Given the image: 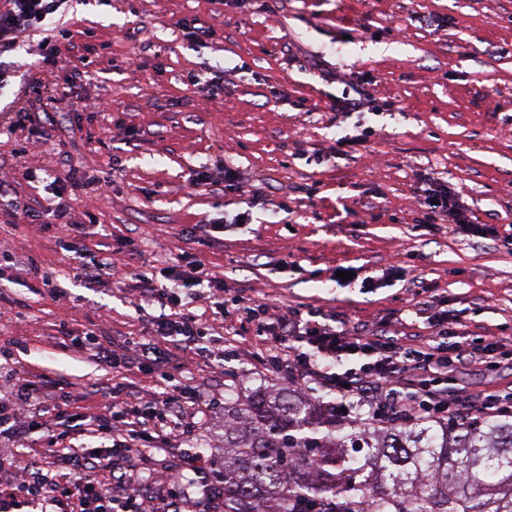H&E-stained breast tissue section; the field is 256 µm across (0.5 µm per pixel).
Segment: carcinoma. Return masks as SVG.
I'll return each instance as SVG.
<instances>
[{"label":"carcinoma","instance_id":"1","mask_svg":"<svg viewBox=\"0 0 512 512\" xmlns=\"http://www.w3.org/2000/svg\"><path fill=\"white\" fill-rule=\"evenodd\" d=\"M224 512H512V416L347 420L302 389L224 397Z\"/></svg>","mask_w":512,"mask_h":512}]
</instances>
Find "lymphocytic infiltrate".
Segmentation results:
<instances>
[{
	"label": "lymphocytic infiltrate",
	"mask_w": 512,
	"mask_h": 512,
	"mask_svg": "<svg viewBox=\"0 0 512 512\" xmlns=\"http://www.w3.org/2000/svg\"><path fill=\"white\" fill-rule=\"evenodd\" d=\"M68 0H0V53L12 51L31 30L51 23L63 13ZM422 205L429 221L452 224L472 233L481 232L479 221L468 217L463 205L448 190V184L425 174L420 187ZM26 215L32 220L48 216L63 222L66 239L61 248L77 260L84 279L122 275L137 252L134 239H120L109 253L95 254L86 246L88 225L71 221L63 202L37 209L22 198L0 208V219ZM206 287V300L224 309V286L212 276L195 254L182 253L168 272L138 271L142 287L140 301L153 311L151 324L156 335L179 345L192 344L199 356L223 361L222 349L204 346L207 328L198 315L181 311L182 299L173 285L183 278ZM272 302L259 300L248 306V319L263 336L266 354L263 363L288 364L295 377L336 397L337 408H364L370 418L397 423L472 418L512 412V392L490 387L469 393L451 391L450 372L473 364L492 371L512 365V349L499 337L483 336L474 341L449 342L448 313L430 312L427 302L417 305L424 313L425 332L414 343L403 346L393 336L362 326L347 327L327 323L321 309H309L305 316L272 315ZM91 357L113 368L129 364L154 372L157 351L137 338L117 344L94 331L79 339ZM56 404L41 406L43 390L33 381L16 375L9 393L0 397V433L17 435L30 430L45 438L44 466L38 467L35 481H22L11 490L0 491V512H17L21 500H49L55 503L68 492L78 495L80 512H145L129 486L135 478H151L153 457L143 454L145 444L157 442L168 429L179 432L185 447L180 467L192 472L200 482L211 484V471L195 448V426L184 420L186 408L195 406L194 388L174 383L166 398L155 406L135 401L113 404L109 414L86 419L71 411L65 381L55 384ZM89 437L82 452L72 451L75 435ZM110 472L111 485L98 475Z\"/></svg>",
	"instance_id": "lymphocytic-infiltrate-1"
}]
</instances>
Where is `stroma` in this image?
<instances>
[{
  "mask_svg": "<svg viewBox=\"0 0 512 512\" xmlns=\"http://www.w3.org/2000/svg\"><path fill=\"white\" fill-rule=\"evenodd\" d=\"M199 18L217 36L192 44L177 23ZM58 39L67 69L87 68L90 82L56 101L35 102L46 83L38 58L43 31L30 32L0 56L13 72L0 90V126L26 110L34 126L0 135V203L20 196L48 204L57 186L26 183L25 169L55 165L58 149L100 192L70 197L72 219L96 218L87 247L135 238L133 266H159L196 253L224 282L225 298L274 299L289 313L321 308L336 320L383 330L408 343L419 331L418 285L433 309L465 322L470 334L512 339V0H69ZM226 75L211 95L187 77ZM363 92L360 112L334 120L343 78ZM125 126L117 128L114 117ZM366 132L364 145L337 147ZM327 155L313 161L314 152ZM207 168L212 190L190 181ZM240 187L224 186L225 168ZM434 172L487 224L485 234L417 225L421 175ZM252 197L250 223L210 240L185 227L223 223ZM58 223L20 215L0 222V333L19 342L0 365V395L13 371L44 387L70 385L74 410L102 414L103 395L153 402L165 391L152 373L98 366L83 347L63 343L61 321L122 342L150 337L135 308L134 279L89 285L75 278L58 241ZM288 258L287 271L274 263ZM51 275L65 298L24 275L29 259ZM394 266L386 285L339 286L337 268ZM208 345L223 346V367L169 346L168 370L201 386L209 407L197 414L198 444L218 455L216 427L226 388L260 381L285 385L287 368L256 369L260 341L238 313L214 320ZM43 453L39 433L0 436V489L12 488Z\"/></svg>",
  "mask_w": 512,
  "mask_h": 512,
  "instance_id": "1",
  "label": "stroma"
}]
</instances>
